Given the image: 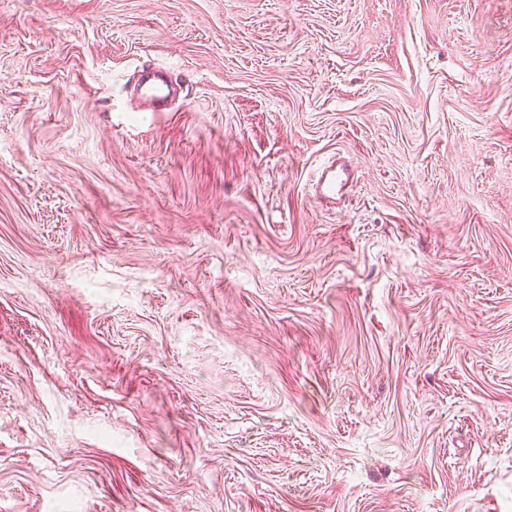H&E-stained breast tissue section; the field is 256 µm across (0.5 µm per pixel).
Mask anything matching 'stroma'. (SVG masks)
<instances>
[{"instance_id":"1","label":"stroma","mask_w":512,"mask_h":512,"mask_svg":"<svg viewBox=\"0 0 512 512\" xmlns=\"http://www.w3.org/2000/svg\"><path fill=\"white\" fill-rule=\"evenodd\" d=\"M0 512H512V0H0ZM140 78L134 87V93L144 103L155 109H164L180 91L186 79L173 81L167 72L157 71L142 64ZM350 179L351 173L343 164L332 163L319 172L311 188V198L318 204L336 201V196H343Z\"/></svg>"}]
</instances>
